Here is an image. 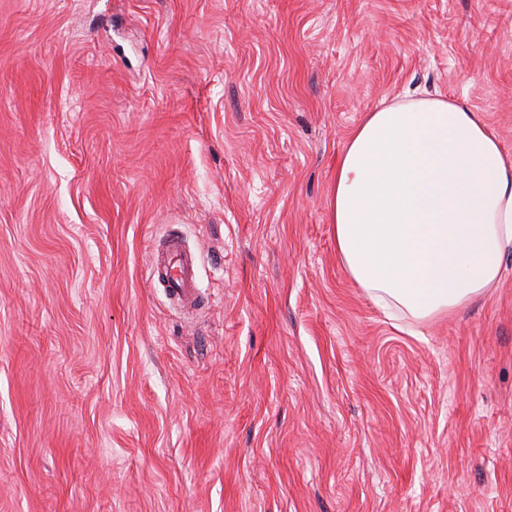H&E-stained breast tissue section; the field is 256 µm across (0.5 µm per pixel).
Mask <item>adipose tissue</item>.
Listing matches in <instances>:
<instances>
[{
    "label": "adipose tissue",
    "instance_id": "adipose-tissue-1",
    "mask_svg": "<svg viewBox=\"0 0 512 512\" xmlns=\"http://www.w3.org/2000/svg\"><path fill=\"white\" fill-rule=\"evenodd\" d=\"M336 252L380 308L458 307L512 251V153L483 113L445 96L366 113L326 198Z\"/></svg>",
    "mask_w": 512,
    "mask_h": 512
}]
</instances>
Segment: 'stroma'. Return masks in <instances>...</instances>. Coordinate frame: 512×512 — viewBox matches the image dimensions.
<instances>
[{
    "instance_id": "1",
    "label": "stroma",
    "mask_w": 512,
    "mask_h": 512,
    "mask_svg": "<svg viewBox=\"0 0 512 512\" xmlns=\"http://www.w3.org/2000/svg\"><path fill=\"white\" fill-rule=\"evenodd\" d=\"M415 88L512 151V0H0V512H512V252L390 317L326 219ZM164 279H162V277ZM154 279L164 285L165 295L173 305L194 308L201 302L195 281L193 263L183 251L179 236L170 233L161 259L151 265V282Z\"/></svg>"
}]
</instances>
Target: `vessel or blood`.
Returning <instances> with one entry per match:
<instances>
[{"mask_svg": "<svg viewBox=\"0 0 512 512\" xmlns=\"http://www.w3.org/2000/svg\"><path fill=\"white\" fill-rule=\"evenodd\" d=\"M151 276L162 280L164 292L173 305L188 309L200 304L193 263L184 253L177 234L168 235L164 254L151 266Z\"/></svg>", "mask_w": 512, "mask_h": 512, "instance_id": "obj_1", "label": "vessel or blood"}]
</instances>
